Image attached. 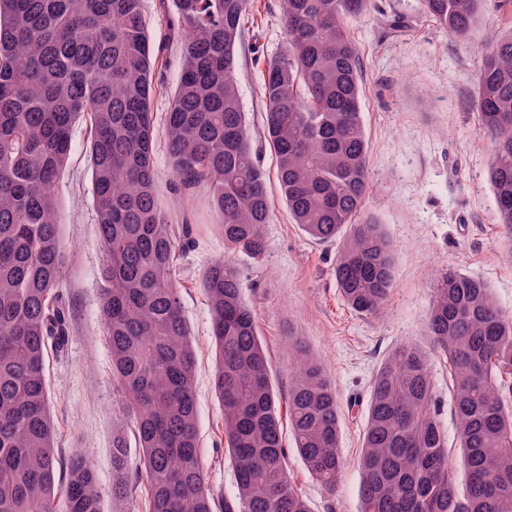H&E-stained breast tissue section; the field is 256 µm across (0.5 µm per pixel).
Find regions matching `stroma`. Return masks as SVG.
Wrapping results in <instances>:
<instances>
[{"label":"stroma","mask_w":512,"mask_h":512,"mask_svg":"<svg viewBox=\"0 0 512 512\" xmlns=\"http://www.w3.org/2000/svg\"><path fill=\"white\" fill-rule=\"evenodd\" d=\"M152 41L159 50L161 88L155 114L156 187L175 224L192 227L194 244L180 255L182 310L196 355L194 398L199 445L217 496L232 495L235 480L214 386L216 348L206 295L205 264L224 251L218 215L205 194L181 198L170 190L164 115L181 75V52L168 38V16L159 0H144ZM512 24V0H486L462 45L426 18L419 0H373L370 13L347 27L361 49L362 119L368 138L370 195L367 215L395 247V284L378 314L361 316L342 300L333 277L335 243H319L293 224L276 182L264 228L261 261L239 258L243 298L254 311L280 392L288 390L293 354L301 342L325 366L340 413L344 466L335 498H328L296 454L288 470L313 512H359V459L371 383L385 356L403 343L429 349L426 317L437 270L456 269L487 282L501 309L512 315V259L500 247L501 228L487 173L490 150L478 133L473 108L481 60L476 45L494 40ZM283 49L279 0H251L238 45L243 109L266 174L275 156L262 137L261 85L268 60ZM58 221L71 263L62 282L69 303V342L50 354L46 373L56 445L62 457L84 452L98 476L104 512L112 508V402L117 394L99 313L104 251L95 228L85 121L73 130V147L59 183ZM431 371L448 434V459L461 469L457 425L448 393V364L432 356Z\"/></svg>","instance_id":"35a3bbf8"}]
</instances>
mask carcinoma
Masks as SVG:
<instances>
[{
    "mask_svg": "<svg viewBox=\"0 0 512 512\" xmlns=\"http://www.w3.org/2000/svg\"><path fill=\"white\" fill-rule=\"evenodd\" d=\"M181 76L166 112L171 190L207 194L224 255L202 274L217 355L216 391L236 494L224 512H312L288 471L278 396L231 254L259 259L271 206L251 144L236 48L249 0H171ZM460 42L482 0H420ZM284 49L266 65L264 133L293 223L338 242L333 275L354 311L374 315L395 281L392 243L362 217L370 193L359 48L346 19L371 0H280ZM474 108L492 151L488 180L512 258V26L476 47ZM143 0H0V512H103L90 461L61 462L46 382L69 335L60 291L70 257L57 187L72 131L89 119L95 224L106 263L100 315L119 395L112 416V512H214L199 449L196 356L177 261L189 225L169 223L156 190L152 101L158 82ZM432 352L447 360L465 488L448 462L430 354L391 351L376 372L360 457V512H512V316L488 285L447 270L433 287ZM294 450L330 495L343 460L336 391L293 344ZM139 449L147 480L130 475ZM65 467L66 481L57 473Z\"/></svg>",
    "mask_w": 512,
    "mask_h": 512,
    "instance_id": "obj_1",
    "label": "carcinoma"
}]
</instances>
